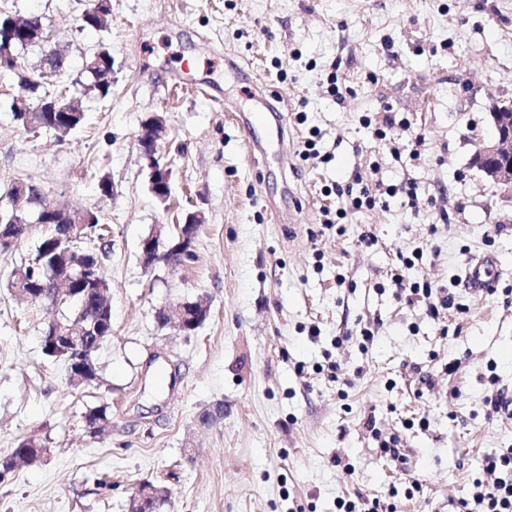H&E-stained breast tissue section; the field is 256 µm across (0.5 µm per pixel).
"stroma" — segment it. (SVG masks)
<instances>
[{
	"mask_svg": "<svg viewBox=\"0 0 512 512\" xmlns=\"http://www.w3.org/2000/svg\"><path fill=\"white\" fill-rule=\"evenodd\" d=\"M92 3L7 0L40 16L47 40L0 73V188L29 179L98 213L112 239V334L97 384L72 389L42 352L53 309L10 286L44 226L0 254V457L30 435L45 447L0 483V512H126L145 481L169 492L158 512H336L398 479L376 429L399 435L423 479L413 498L398 495L401 512H448L485 456L512 447V418L485 404L497 388L512 396V193L473 164L495 104L512 98V0H110L100 31L80 26ZM55 48L69 68L49 82L86 115L62 143L31 137L10 110ZM101 48L112 55L104 99L83 69ZM272 106L285 155L272 127L242 122ZM387 114L395 125L380 141L366 123ZM154 116L166 126L165 202L136 140ZM310 137L327 162L300 158ZM254 139L264 155H251ZM355 176L390 190L385 208L325 229L324 210L342 205L332 187ZM409 180L412 204L399 191ZM194 211L205 222L193 259L145 272L141 240L174 235ZM480 255L497 261L495 293L471 294L463 279ZM414 282L454 308L433 320L408 302ZM200 296L211 309L194 333L158 324V310ZM103 404L112 425L94 436L81 416ZM218 404L223 418L201 425Z\"/></svg>",
	"mask_w": 512,
	"mask_h": 512,
	"instance_id": "obj_1",
	"label": "stroma"
}]
</instances>
